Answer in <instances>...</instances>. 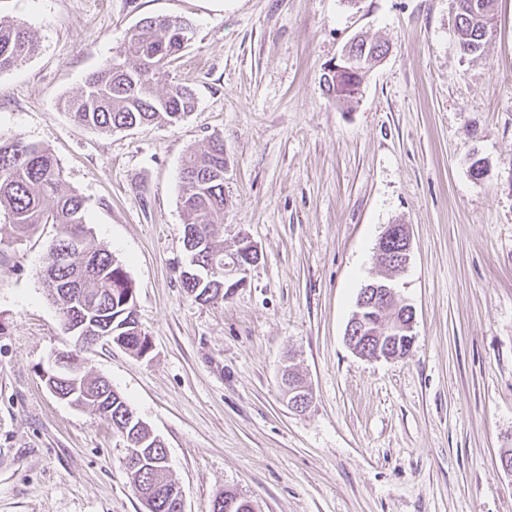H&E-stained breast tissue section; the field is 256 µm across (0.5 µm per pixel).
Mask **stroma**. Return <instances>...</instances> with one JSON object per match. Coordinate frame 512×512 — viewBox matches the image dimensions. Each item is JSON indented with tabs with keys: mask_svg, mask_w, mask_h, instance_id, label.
I'll use <instances>...</instances> for the list:
<instances>
[{
	"mask_svg": "<svg viewBox=\"0 0 512 512\" xmlns=\"http://www.w3.org/2000/svg\"><path fill=\"white\" fill-rule=\"evenodd\" d=\"M153 16L193 27L171 77L195 111L76 124L66 102ZM0 19L36 41L0 71V142L58 160L151 344L79 357L163 440L186 512L227 489L254 512H512V0L477 57L459 50L454 0H0ZM357 35L389 53L344 109L320 77ZM213 136L224 296L200 303L179 278V172ZM389 224L411 229L394 284L415 339L405 358L370 360L345 333ZM55 236L0 229V512H143L110 420L43 380L74 347L41 278ZM244 241L260 255L246 267ZM288 364L312 394L302 412Z\"/></svg>",
	"mask_w": 512,
	"mask_h": 512,
	"instance_id": "obj_1",
	"label": "stroma"
}]
</instances>
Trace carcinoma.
<instances>
[{
	"label": "carcinoma",
	"instance_id": "cac0c4a2",
	"mask_svg": "<svg viewBox=\"0 0 512 512\" xmlns=\"http://www.w3.org/2000/svg\"><path fill=\"white\" fill-rule=\"evenodd\" d=\"M497 0H457L455 28L463 53L482 52L493 32ZM179 19L163 16L141 20L125 36L117 55L86 81L80 95L67 103L75 122L101 132L149 123L176 124L195 109L192 89L169 83V68L191 40ZM30 30L0 21V71L22 62L34 49ZM372 64L338 75L323 73L322 82L339 105L357 101ZM180 201L184 229L204 239L197 251L200 268L210 264L224 270V250L217 238L224 234V142L216 136L186 156L180 172ZM0 214L20 239L42 224L57 226L43 270L48 294L60 306L64 320L79 326L75 336L107 330L112 343L138 357L150 349L135 317L136 287L108 249L88 240L83 199L64 184L57 159L45 148L21 140L0 143ZM66 260L55 265L56 253ZM188 296L203 303L218 299L224 275L202 282L181 277ZM85 389L93 397L92 410L107 417L120 435L144 442L142 466L133 479L137 493L155 497L154 512H176L169 496L170 479L163 460L164 442L139 417L124 397L101 377L85 373ZM213 512H253L251 502L226 490L213 503Z\"/></svg>",
	"mask_w": 512,
	"mask_h": 512
}]
</instances>
